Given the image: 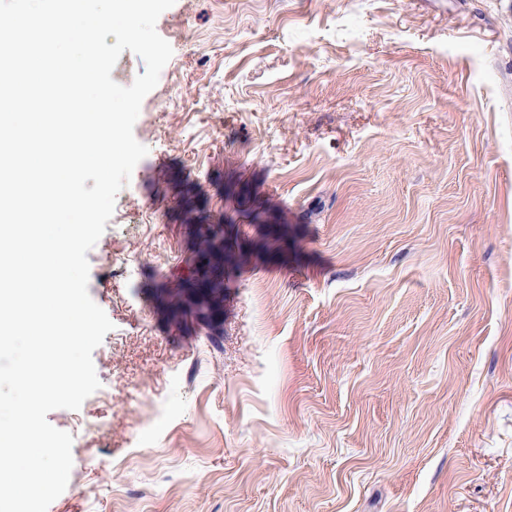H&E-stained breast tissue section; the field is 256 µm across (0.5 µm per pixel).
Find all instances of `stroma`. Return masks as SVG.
Listing matches in <instances>:
<instances>
[{
    "label": "stroma",
    "instance_id": "stroma-1",
    "mask_svg": "<svg viewBox=\"0 0 512 512\" xmlns=\"http://www.w3.org/2000/svg\"><path fill=\"white\" fill-rule=\"evenodd\" d=\"M156 30L48 512H512V0H175ZM198 208L246 240L216 345L154 301Z\"/></svg>",
    "mask_w": 512,
    "mask_h": 512
}]
</instances>
